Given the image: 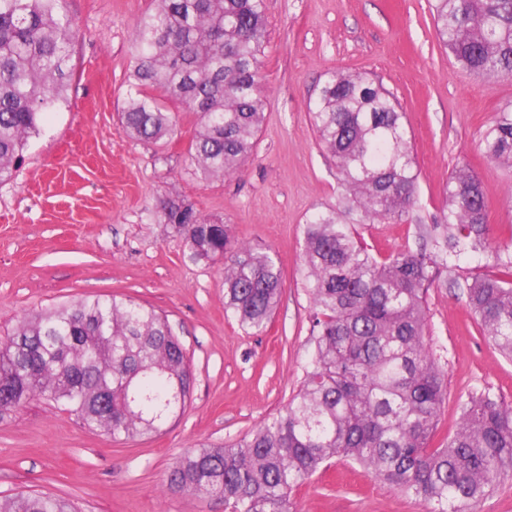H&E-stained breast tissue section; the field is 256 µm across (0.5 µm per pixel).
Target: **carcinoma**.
Here are the masks:
<instances>
[{
	"label": "carcinoma",
	"mask_w": 512,
	"mask_h": 512,
	"mask_svg": "<svg viewBox=\"0 0 512 512\" xmlns=\"http://www.w3.org/2000/svg\"><path fill=\"white\" fill-rule=\"evenodd\" d=\"M134 24L136 64L120 120L157 143L172 135L178 104L196 115L189 158L201 178L239 173L265 120V0H153ZM439 40L478 78L512 76V0H432ZM77 28L63 0H0V182L12 178L28 140L63 103ZM345 193L304 224L302 271L312 305L313 349L286 408L241 439L194 448L169 474L172 488L224 497L229 512H292V493L335 459L358 465L415 498L424 512H471L512 478V403L482 391L461 406L453 435L432 437L447 398L427 340L426 294L459 258L486 249L487 202L473 170L444 188L443 223L431 247L384 253L356 225L396 223L416 204L418 173L405 113L372 74L330 73L312 109ZM481 143L512 168V102ZM193 263L224 261V314L248 334L266 328L283 288L273 254L233 239L226 224L182 200L163 205ZM467 304L512 360V236L490 270L467 277ZM192 375L167 320L130 299L85 298L24 316L0 344V410L44 397L84 426L140 437L184 411ZM0 512H74L70 500L19 493Z\"/></svg>",
	"instance_id": "carcinoma-1"
}]
</instances>
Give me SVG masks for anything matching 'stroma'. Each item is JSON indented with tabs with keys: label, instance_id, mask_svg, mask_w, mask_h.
Segmentation results:
<instances>
[{
	"label": "stroma",
	"instance_id": "stroma-1",
	"mask_svg": "<svg viewBox=\"0 0 512 512\" xmlns=\"http://www.w3.org/2000/svg\"><path fill=\"white\" fill-rule=\"evenodd\" d=\"M78 28L73 78L60 108L29 139L14 177L0 184V342L33 311L121 296L164 315L193 374L183 415L154 436L111 437L68 406L33 399L0 411V498H68L78 512H225L218 496L169 488L176 459L234 442L282 411L299 388L313 343L301 270L303 226L343 189L310 114L327 73L367 71L399 100L420 173L417 203L399 223L367 224L371 248H419L441 223L443 187L470 166L487 199V243L512 232V168L488 160L481 136L512 102V77L477 78L440 47L428 0H266L265 121L238 175L203 180L187 148L196 117L179 112L173 138L132 140L118 110L134 66L132 28L152 0H65ZM181 199L271 249L280 303L263 333L224 314L223 262L195 264L163 220ZM479 254L449 266L427 294L429 343L447 379L436 440L456 429L463 403L488 390L512 402V362L467 310L466 279ZM296 512H423L414 499L345 461L292 496Z\"/></svg>",
	"mask_w": 512,
	"mask_h": 512
}]
</instances>
